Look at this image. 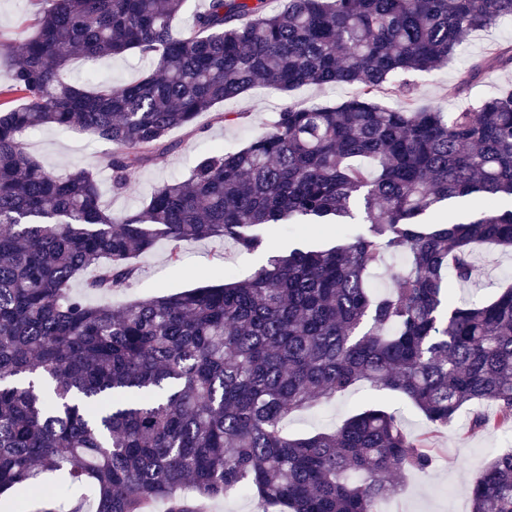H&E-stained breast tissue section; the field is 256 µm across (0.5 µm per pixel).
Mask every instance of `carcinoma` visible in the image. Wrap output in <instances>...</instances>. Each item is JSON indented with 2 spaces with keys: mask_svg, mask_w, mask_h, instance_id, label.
Masks as SVG:
<instances>
[{
  "mask_svg": "<svg viewBox=\"0 0 512 512\" xmlns=\"http://www.w3.org/2000/svg\"><path fill=\"white\" fill-rule=\"evenodd\" d=\"M43 0L9 61L0 95V495L47 482L90 492L89 512H202L243 490L273 512H379L389 476L426 471L432 438L476 403V431L512 428V284L488 300L449 301L473 279L474 249L512 250V90L472 108H389L412 75L452 60L466 36L512 20V0ZM136 51L154 70L76 85L61 72ZM512 67V46L472 65ZM262 83L288 93L347 85L333 105L289 104L244 147L215 149L149 203L114 214L98 173L59 177L23 134L52 126L112 143L111 189L174 148L217 104ZM477 195L481 214L430 217ZM363 201L368 229L325 248L273 253L245 279L112 305L133 259L168 246L231 240L264 247L273 224H346ZM390 254L409 269L385 292L370 273ZM92 276L82 289L74 281ZM100 300L94 301L92 297ZM365 382L404 395L429 431L407 434L368 406L331 432L282 425L309 402ZM470 512H512V453L471 490Z\"/></svg>",
  "mask_w": 512,
  "mask_h": 512,
  "instance_id": "carcinoma-1",
  "label": "carcinoma"
}]
</instances>
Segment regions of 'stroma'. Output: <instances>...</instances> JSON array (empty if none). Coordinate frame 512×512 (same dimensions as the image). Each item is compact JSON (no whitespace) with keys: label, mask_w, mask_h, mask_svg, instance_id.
<instances>
[{"label":"stroma","mask_w":512,"mask_h":512,"mask_svg":"<svg viewBox=\"0 0 512 512\" xmlns=\"http://www.w3.org/2000/svg\"><path fill=\"white\" fill-rule=\"evenodd\" d=\"M41 7L40 0H0V41L21 45ZM508 45H512V22L470 33L460 54L448 64L414 76V107L453 112L477 104L499 89L512 88V69H492L477 81L469 79L474 62ZM95 67L96 75L116 84L137 80L151 71L149 61L135 53L96 61ZM352 93V88L342 86L306 85L287 94L265 86L254 87L219 104V111L229 113L230 121L216 124L210 114L204 113L198 117L194 133L172 131L170 139L175 144L174 149L139 168L126 193H111L109 174L101 171L102 200L118 214L142 209L154 187L187 176L197 158L214 146L227 151L243 147L283 106L335 104ZM27 148L48 170L63 175L77 166L98 168L112 145L72 131L43 127L30 131ZM266 238L269 249L277 252L298 245H330L336 241V227L332 224H300L293 228L276 225L268 230ZM264 259V252H248L230 241L208 239L187 244L181 262L173 266L168 264L166 245L161 242L153 252L137 258L138 276L119 299L125 302L220 283L228 273L244 279ZM475 262L480 268L478 277L456 287L457 297L481 301L491 296L499 283H512V256L496 247L482 245L475 250ZM369 404L397 413L403 429L410 435L418 436L428 429L422 414L402 396L361 383L335 399L315 401L292 413L283 428L292 435L329 431L349 414ZM468 422V415H460L448 429L437 434L434 439L436 461L431 470L394 475L398 492L381 503L380 512H469L473 484L494 457L512 450V431L473 432Z\"/></svg>","instance_id":"obj_1"}]
</instances>
